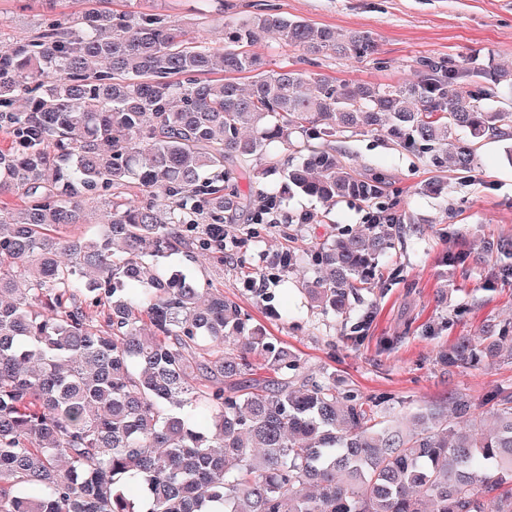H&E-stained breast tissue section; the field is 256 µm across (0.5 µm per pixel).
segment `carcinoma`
Instances as JSON below:
<instances>
[{
	"label": "carcinoma",
	"instance_id": "carcinoma-1",
	"mask_svg": "<svg viewBox=\"0 0 512 512\" xmlns=\"http://www.w3.org/2000/svg\"><path fill=\"white\" fill-rule=\"evenodd\" d=\"M107 2L0 48V197L21 199L0 201V512H512V395L474 432L434 408L383 425L385 397L301 374L221 289L159 262L218 258L216 225L246 215L256 235L296 194L323 208L299 224L357 201L362 228L276 263L312 261L310 305L362 328L358 292L421 230L396 226L387 182L336 142L382 135L471 173L483 139L512 137V69L421 56L398 84L269 72L249 50L266 33L335 59L369 58L375 40L258 13L223 21L213 47ZM91 199L98 230L69 234ZM498 252L512 279V238ZM511 333L462 336L442 360L479 365Z\"/></svg>",
	"mask_w": 512,
	"mask_h": 512
}]
</instances>
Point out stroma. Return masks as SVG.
Segmentation results:
<instances>
[{
    "mask_svg": "<svg viewBox=\"0 0 512 512\" xmlns=\"http://www.w3.org/2000/svg\"><path fill=\"white\" fill-rule=\"evenodd\" d=\"M148 7L170 21L195 25L196 35L211 44L223 41L224 28L200 20L220 9L299 17L340 33L370 32L375 58L323 60L321 72L340 79L401 83L414 78L412 62L421 56L512 66V0H150ZM47 13L44 0H30L25 9L17 0H0V45L33 35ZM506 147L482 141L476 171L460 179L380 136L339 142L351 162L385 174L390 194L401 201V224L424 230L421 239L407 238L389 251L376 287L361 294L356 309L368 319L360 332H353L351 321L308 305L300 288L316 275L311 263L282 279L272 267L276 255L294 243L364 224L358 204H338L322 224H297L294 216L321 206L294 196L260 235H252L245 221L234 224L222 260L193 263L175 253L163 263L222 289L300 357L304 373L335 377L337 386L366 398L390 396L392 415L435 405L448 409L459 395L472 401L474 413L485 412L492 398L512 393V339L501 342L496 359L475 368L448 366L440 355L459 337L512 324V280L497 275V244L512 238ZM437 179L451 183L452 193H422L423 185ZM460 252L471 254L472 262L445 263L446 254Z\"/></svg>",
    "mask_w": 512,
    "mask_h": 512,
    "instance_id": "obj_1",
    "label": "stroma"
}]
</instances>
